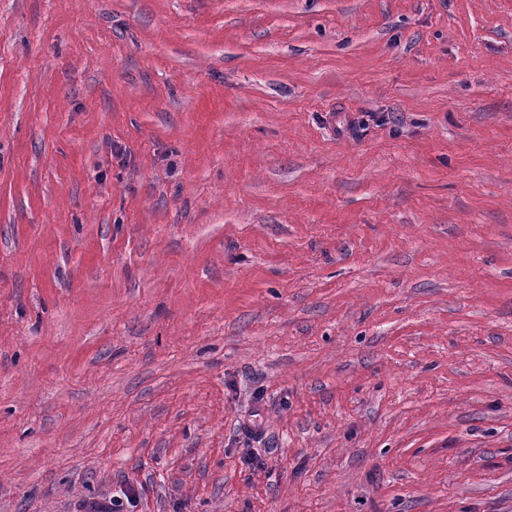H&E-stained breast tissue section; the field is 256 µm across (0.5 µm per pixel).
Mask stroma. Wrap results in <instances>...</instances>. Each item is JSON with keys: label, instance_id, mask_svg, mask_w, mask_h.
<instances>
[{"label": "stroma", "instance_id": "1", "mask_svg": "<svg viewBox=\"0 0 512 512\" xmlns=\"http://www.w3.org/2000/svg\"><path fill=\"white\" fill-rule=\"evenodd\" d=\"M128 485L512 512V0H0V512Z\"/></svg>", "mask_w": 512, "mask_h": 512}]
</instances>
